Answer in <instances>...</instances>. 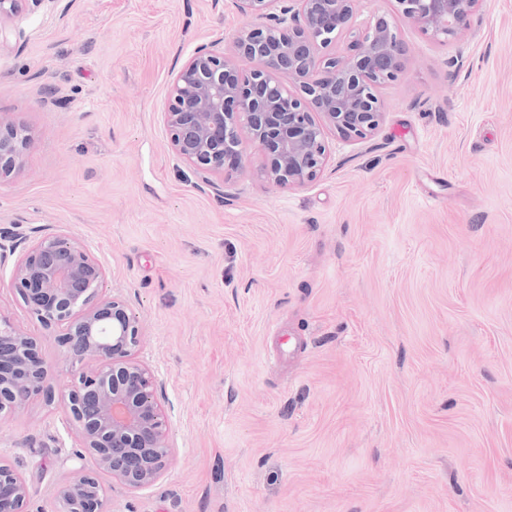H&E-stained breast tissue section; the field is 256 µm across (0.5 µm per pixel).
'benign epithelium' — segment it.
<instances>
[{
	"instance_id": "1",
	"label": "benign epithelium",
	"mask_w": 512,
	"mask_h": 512,
	"mask_svg": "<svg viewBox=\"0 0 512 512\" xmlns=\"http://www.w3.org/2000/svg\"><path fill=\"white\" fill-rule=\"evenodd\" d=\"M256 24L230 45L219 38L195 49L175 74L163 121L171 151L210 184L243 168L246 143L266 157L278 187L316 180L329 161L327 132L365 140L383 122L381 91L406 68L398 21L440 41L461 36L482 0H390L369 26L356 24L359 0H231ZM344 42L343 48L327 49ZM29 138L0 129V182L21 172ZM106 270L65 230L38 238L14 264L11 287L62 349L69 383L54 385L41 340L0 316V418L34 398L64 403L90 457L56 490L57 512H107L103 471L144 489L175 453L171 416L156 372L135 353L142 327L124 298L104 291ZM29 487L0 461V512H27Z\"/></svg>"
}]
</instances>
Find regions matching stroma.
<instances>
[{
  "mask_svg": "<svg viewBox=\"0 0 512 512\" xmlns=\"http://www.w3.org/2000/svg\"><path fill=\"white\" fill-rule=\"evenodd\" d=\"M252 20L226 0H25L0 32V123L30 138L0 183V316L61 349L10 288L64 229L142 326L177 452L153 486L107 473L109 512H512V0L407 68L365 141L315 181L263 152L204 183L171 152L169 84ZM462 59L458 73L449 64ZM62 404L0 420V460L56 512L77 463Z\"/></svg>",
  "mask_w": 512,
  "mask_h": 512,
  "instance_id": "obj_1",
  "label": "stroma"
}]
</instances>
